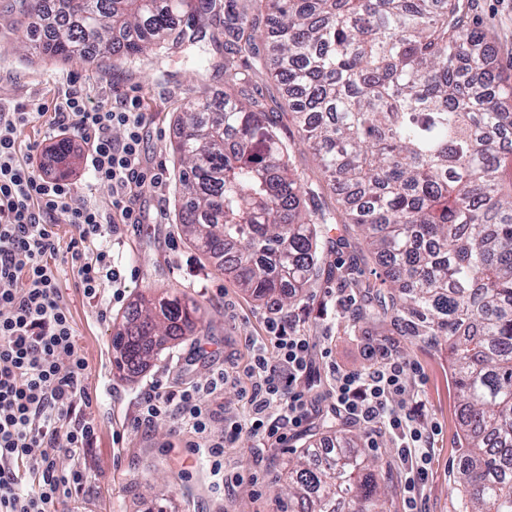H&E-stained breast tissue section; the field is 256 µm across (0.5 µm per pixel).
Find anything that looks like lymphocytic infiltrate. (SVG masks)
<instances>
[{
  "instance_id": "obj_1",
  "label": "lymphocytic infiltrate",
  "mask_w": 512,
  "mask_h": 512,
  "mask_svg": "<svg viewBox=\"0 0 512 512\" xmlns=\"http://www.w3.org/2000/svg\"><path fill=\"white\" fill-rule=\"evenodd\" d=\"M46 115L52 137L83 155L89 177L109 188L111 213L75 203V179L53 172L46 152L23 151L24 130ZM145 121L139 100L95 107L77 91L49 110L38 102L0 106V512H57L84 482L80 468L59 463L63 454L90 446L95 424L84 413L90 404L88 363L60 301L57 226L69 224L79 236L69 248L78 288L86 299L111 308L122 296L125 269L113 261L108 243L122 225L140 221L135 200L148 179L141 150ZM116 128L123 132L118 140L112 136ZM267 331L270 338L256 344L248 369L249 415L230 422L221 439L208 441L209 457H222L225 445L244 434L283 441L284 428L313 417L303 387L313 375L311 338L275 318ZM377 352L367 369L337 371L332 409L369 432L385 429L398 438L407 509L415 512L416 490L431 463L429 428L406 407L410 365L385 347ZM274 402L282 405L275 417L268 413ZM139 411L147 421L176 419L196 433L210 431L211 414L195 386L149 390Z\"/></svg>"
}]
</instances>
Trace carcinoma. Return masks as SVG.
<instances>
[{"label": "carcinoma", "instance_id": "obj_1", "mask_svg": "<svg viewBox=\"0 0 512 512\" xmlns=\"http://www.w3.org/2000/svg\"><path fill=\"white\" fill-rule=\"evenodd\" d=\"M272 21L228 18L221 105L190 99L172 144L181 234L219 258L257 299L291 305L312 281L319 225L301 208L312 184L291 148L244 97L260 64L292 97L301 142L319 157L343 223L383 267L369 316L442 339L461 408L458 512H512V90L495 74L465 0H253ZM58 22L35 49L69 59L96 42L112 56L190 50L216 0H56ZM201 308L166 294L128 308L113 367L135 373L194 332ZM288 460V512H386L382 464L357 438Z\"/></svg>", "mask_w": 512, "mask_h": 512}]
</instances>
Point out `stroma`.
I'll return each instance as SVG.
<instances>
[{
  "label": "stroma",
  "instance_id": "35a3bbf8",
  "mask_svg": "<svg viewBox=\"0 0 512 512\" xmlns=\"http://www.w3.org/2000/svg\"><path fill=\"white\" fill-rule=\"evenodd\" d=\"M19 0H0V105L54 100L76 90L90 104H113L136 97L147 124L143 160L147 174L163 179L161 191L144 186L137 205L143 213L139 224L124 226L122 237L112 243V255L126 270L125 297L99 316L84 298L71 272L60 282V300L75 323L79 344L88 360L85 386L91 405L85 413L96 426L92 445L63 465L77 464L86 476L84 487L58 512H152L165 501L168 512H281V486L277 476L294 450L312 445L325 448L339 435H356L359 445L380 458L383 479L391 487L388 512H404V471L395 437L384 430L368 432L362 423L335 417L331 404L330 365L364 370L374 359L368 348L375 343L414 364L415 400L420 401L427 423L438 432L430 442L432 462L421 487L422 512H456L453 491L459 456V404L452 383L446 342L399 334L391 324L366 320L365 284L379 280L381 269L368 260V246L356 228L344 230L342 247L325 252L311 288L291 307L254 300L238 288L233 277L197 250L178 229L179 193L175 187L178 161L171 143L178 136L177 117L182 104L193 98L223 100V50L215 41H227L223 17L209 26L204 47L211 56L206 72H198L189 52L178 49L161 61L95 63L79 57L61 60L35 55L30 47L41 36L31 23L17 24ZM473 16L486 34L496 56L503 85H512V0H474ZM252 90L261 102L265 121L293 147L291 163L313 185V196L302 206L313 212H335L333 190L323 177L313 152L300 143V134L289 106L288 91L263 68L252 75ZM354 269L359 283L356 304L350 310L336 303L338 285L328 269L336 262ZM180 293L195 300L201 320L194 334L168 341L157 359L134 374L112 368L114 325L130 304L143 295ZM296 325L314 343V374L307 396L315 415L307 428L288 432L280 443L259 444L243 436L224 450L222 469H214L190 427L173 420L138 423L142 393L152 383L166 387L194 384L208 386L214 373L226 372L224 388L205 396L213 413L212 437H220L227 422L244 420L249 406L241 395L248 386L246 368L250 343L264 335L269 319ZM243 475L240 484L226 485V477Z\"/></svg>",
  "mask_w": 512,
  "mask_h": 512
}]
</instances>
